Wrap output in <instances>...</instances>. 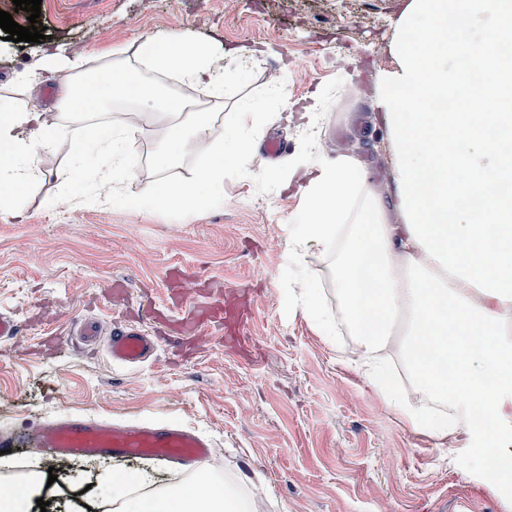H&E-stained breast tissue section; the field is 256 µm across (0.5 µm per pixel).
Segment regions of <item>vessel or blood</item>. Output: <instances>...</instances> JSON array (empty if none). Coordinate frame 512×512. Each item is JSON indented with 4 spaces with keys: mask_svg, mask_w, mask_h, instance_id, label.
Wrapping results in <instances>:
<instances>
[{
    "mask_svg": "<svg viewBox=\"0 0 512 512\" xmlns=\"http://www.w3.org/2000/svg\"><path fill=\"white\" fill-rule=\"evenodd\" d=\"M156 351L155 338L133 325L114 328L107 342L110 360L125 365L147 362ZM33 438L39 447L62 455L152 456L181 468L209 459L213 448L210 439L165 422L115 425L75 416L39 427Z\"/></svg>",
    "mask_w": 512,
    "mask_h": 512,
    "instance_id": "b4317fda",
    "label": "vessel or blood"
}]
</instances>
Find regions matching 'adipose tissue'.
<instances>
[{
  "mask_svg": "<svg viewBox=\"0 0 512 512\" xmlns=\"http://www.w3.org/2000/svg\"><path fill=\"white\" fill-rule=\"evenodd\" d=\"M451 9L471 35L464 67L454 72L443 21ZM411 31L422 41L408 40ZM511 42L512 0H409L391 45L395 66L369 84L390 139L394 204L385 203L354 151L319 153L318 101L306 113L308 138L278 171L280 186L298 195L284 240L289 301L327 345L348 329L354 370L413 431L444 448L463 447L484 431L470 417L475 403L488 401L494 423L512 420V60L495 56L498 44ZM477 64L486 87L476 99L464 79ZM41 65L58 77L67 122H48L30 105L33 73H19L12 93L0 94L5 223L24 215L45 156L64 138L81 185L65 201L120 200L130 176L129 136L147 120L160 139L159 177L138 205L192 217L223 201L225 171L255 178L252 146L288 109L277 87L264 103L234 113L231 131H218L234 72L209 44L177 34L146 38L131 53L112 50L95 71L81 51L46 52ZM178 84L202 89L203 99H184ZM188 159L196 162L191 182L167 177ZM105 484L112 512H254L237 484L141 494L118 472Z\"/></svg>",
  "mask_w": 512,
  "mask_h": 512,
  "instance_id": "adipose-tissue-1",
  "label": "adipose tissue"
}]
</instances>
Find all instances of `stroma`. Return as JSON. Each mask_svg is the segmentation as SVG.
<instances>
[{"instance_id":"stroma-1","label":"stroma","mask_w":512,"mask_h":512,"mask_svg":"<svg viewBox=\"0 0 512 512\" xmlns=\"http://www.w3.org/2000/svg\"><path fill=\"white\" fill-rule=\"evenodd\" d=\"M408 0H42L45 40H0V86L34 69L61 47L92 58L168 33L216 51L258 49L251 67L224 90L218 129L240 106L259 103L285 84L290 108L268 129L296 151L303 115L327 91L326 157L354 149L383 198L396 184L387 131L366 83L339 81L358 64L363 75L391 69L395 26ZM278 48L266 53L267 45ZM159 142L144 125L127 146L132 176L121 201L59 205L74 172L67 145L47 156L21 223H0V313L19 323L0 339V432L24 435L67 415L115 423L167 420L205 435L214 452L202 469L250 491L256 512H512V480L484 481L482 446L507 428L477 434L464 447L441 448L385 408L375 390L289 305L283 226L295 189L274 181H224V201L192 220L157 207L132 206L157 175ZM192 277L199 307L222 305L208 340H186L181 276ZM94 321L108 338L114 325L139 322L159 347L143 367L112 363L101 343L72 333ZM56 469L45 490L57 512H112L95 487L100 473L135 472L152 492L190 483L193 471L148 458L0 454V485L21 464Z\"/></svg>"}]
</instances>
